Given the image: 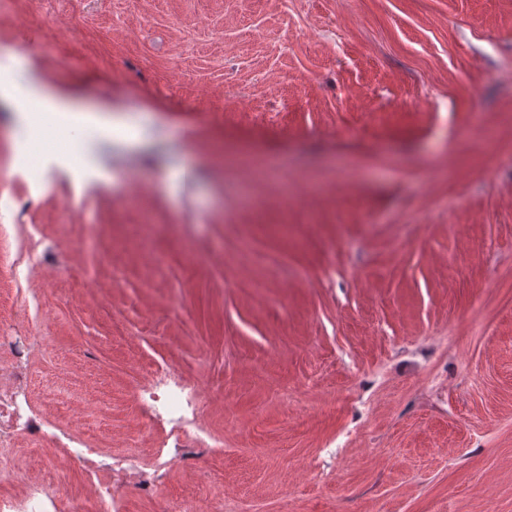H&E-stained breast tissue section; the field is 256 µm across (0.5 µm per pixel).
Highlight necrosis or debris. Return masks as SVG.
<instances>
[{
	"mask_svg": "<svg viewBox=\"0 0 512 512\" xmlns=\"http://www.w3.org/2000/svg\"><path fill=\"white\" fill-rule=\"evenodd\" d=\"M32 336L7 339L0 352V483L16 482L15 456L24 443L62 448L69 464L96 479L95 512H121L129 493L161 497L165 477L172 467L197 468L201 460L224 453L223 442L199 420L201 393L197 386L176 374L153 377L138 396L148 418L168 422L158 451L150 456L135 452L112 456L102 462L101 449L80 443L63 446L55 424L36 408L30 383L39 357L51 350V329L37 322ZM20 489L0 494V512H85L82 501L35 479Z\"/></svg>",
	"mask_w": 512,
	"mask_h": 512,
	"instance_id": "necrosis-or-debris-1",
	"label": "necrosis or debris"
}]
</instances>
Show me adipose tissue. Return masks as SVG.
I'll use <instances>...</instances> for the list:
<instances>
[{
    "label": "adipose tissue",
    "instance_id": "ef3b65f1",
    "mask_svg": "<svg viewBox=\"0 0 512 512\" xmlns=\"http://www.w3.org/2000/svg\"><path fill=\"white\" fill-rule=\"evenodd\" d=\"M0 98L21 105L18 141L26 143L39 122H51L66 117L76 130L75 141L81 161H88L93 144L105 140H123L131 144L147 136L146 129L128 132L123 118L111 110L88 108L76 101L67 100L57 93L33 84L22 75L0 76Z\"/></svg>",
    "mask_w": 512,
    "mask_h": 512
}]
</instances>
